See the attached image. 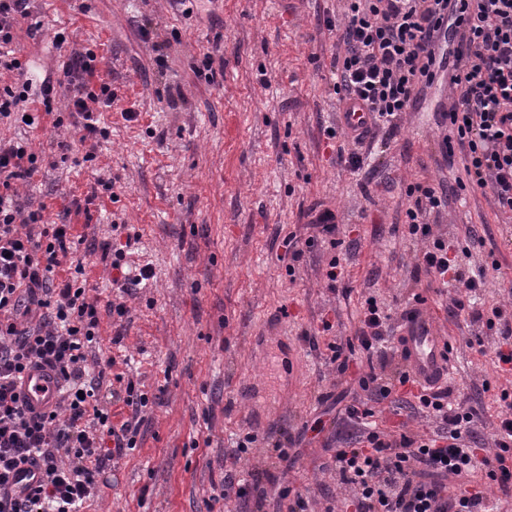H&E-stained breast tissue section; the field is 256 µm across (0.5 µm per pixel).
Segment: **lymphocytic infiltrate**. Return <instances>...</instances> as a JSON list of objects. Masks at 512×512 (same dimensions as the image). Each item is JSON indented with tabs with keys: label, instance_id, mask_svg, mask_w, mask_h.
<instances>
[{
	"label": "lymphocytic infiltrate",
	"instance_id": "obj_1",
	"mask_svg": "<svg viewBox=\"0 0 512 512\" xmlns=\"http://www.w3.org/2000/svg\"><path fill=\"white\" fill-rule=\"evenodd\" d=\"M30 0H0V69H21L11 56L18 19L28 18ZM336 52L330 67L340 103L369 112L373 124L397 127L424 90L448 82L450 104L438 114L446 134L445 162L461 163L460 190L490 194L499 212L512 215V0H343L336 26ZM71 84L79 142L105 136L102 108L111 106L107 83L93 85L96 68L87 56L62 65ZM52 75L0 88V119L31 117V96L50 107ZM38 157L27 144L0 143V512H83L97 497L111 461L135 448L142 415L150 403L137 381L103 395L111 359L95 356L100 346L99 312L87 300L83 274L55 281L63 259L77 251L72 225L47 224L37 211H25L16 183L29 180ZM410 235L425 245L417 272L444 286L462 284L476 292V277L449 259L447 239L433 235L427 214L448 203L446 193L416 183L407 190ZM499 333L495 350L501 371H512V315L502 306L477 309ZM392 317L367 299L357 341L367 351L384 350ZM32 367L63 382L60 399L45 412L30 410L19 381ZM123 400L131 416L114 425L108 399ZM420 410L438 424L434 437H397L367 425L368 411L347 408L358 428L355 445L336 452V473L355 512H489L488 499L466 483L471 472L487 470L503 489L512 488V402L498 417L492 448L479 450L472 417L450 400L447 387L417 388ZM40 467L42 479L26 496L16 495L10 477L21 464Z\"/></svg>",
	"mask_w": 512,
	"mask_h": 512
}]
</instances>
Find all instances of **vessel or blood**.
Returning a JSON list of instances; mask_svg holds the SVG:
<instances>
[{
  "instance_id": "obj_1",
  "label": "vessel or blood",
  "mask_w": 512,
  "mask_h": 512,
  "mask_svg": "<svg viewBox=\"0 0 512 512\" xmlns=\"http://www.w3.org/2000/svg\"><path fill=\"white\" fill-rule=\"evenodd\" d=\"M398 344L415 381L428 386L447 379L453 347L445 337L438 334L421 307H414L407 312ZM59 385L57 376L38 369L26 372L21 380V390L28 407L41 412L56 404ZM40 477L41 472L37 467L20 466L13 488L19 494L30 493Z\"/></svg>"
}]
</instances>
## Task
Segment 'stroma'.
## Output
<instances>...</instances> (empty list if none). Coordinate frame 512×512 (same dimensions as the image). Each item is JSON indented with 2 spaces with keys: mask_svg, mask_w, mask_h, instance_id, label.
Listing matches in <instances>:
<instances>
[{
  "mask_svg": "<svg viewBox=\"0 0 512 512\" xmlns=\"http://www.w3.org/2000/svg\"><path fill=\"white\" fill-rule=\"evenodd\" d=\"M341 13L340 0H194L188 12L171 0H32L18 23L13 48L30 77L90 51L114 96L108 137L83 146L95 155L87 163L67 148L76 132L67 86L38 128L0 122V141H28L38 156L21 205L83 238L112 375L134 377L153 400L137 448L115 461L84 512H287L298 497L309 512H354L332 465L348 442L345 407L372 410L373 427L395 436L436 428L413 402L395 412L361 386L380 355L356 349L360 367L339 374L332 348L354 338L369 298L395 318L423 299L453 346L451 400L473 415L481 447H493L512 374L498 367L494 331L454 312L464 289L415 279L423 243L408 233L406 191L417 181L447 191V207L425 220L481 277L489 305L512 303V222L496 217L489 196L459 193L463 171L441 157L444 85L398 128H372L360 169L337 165L347 135L330 93L336 36L325 22ZM315 208L335 213V231L284 258V237L305 241ZM116 224L138 237L129 261L155 272L125 298L122 319L107 311L121 295L101 259ZM333 261L343 270L334 281ZM249 434L252 447L238 454ZM258 472L261 491L249 498L223 486Z\"/></svg>",
  "mask_w": 512,
  "mask_h": 512,
  "instance_id": "35a3bbf8",
  "label": "stroma"
}]
</instances>
